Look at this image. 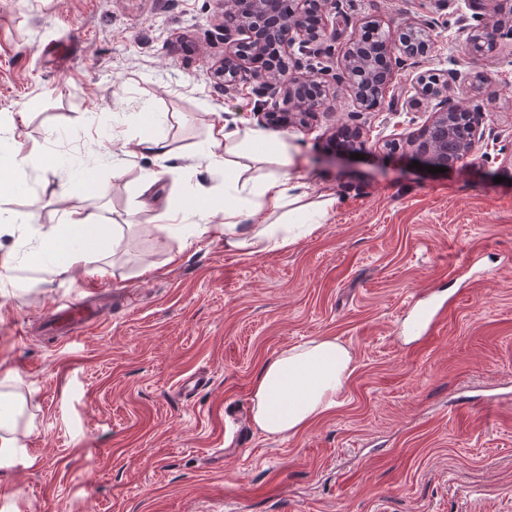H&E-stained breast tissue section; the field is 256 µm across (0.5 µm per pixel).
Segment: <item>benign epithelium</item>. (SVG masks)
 <instances>
[{"label":"benign epithelium","instance_id":"obj_1","mask_svg":"<svg viewBox=\"0 0 512 512\" xmlns=\"http://www.w3.org/2000/svg\"><path fill=\"white\" fill-rule=\"evenodd\" d=\"M465 6L472 10V14L460 15L458 23L466 35V47L470 51H482V37L487 34L512 38V28L504 30L490 22V17L484 13V0H465ZM330 14L348 21L341 0H302V7H291L283 16L267 13L263 24L250 19L233 27L219 24L224 32V43L233 49L238 59L268 60L265 40L275 34L281 50L288 54V64L280 69H269L264 65L249 71L241 64L231 70L221 63L211 68L212 78L220 85L246 77L254 79L258 81V96L263 98L257 116L279 126L306 124V117L312 113L307 90L313 84L322 90L326 85L304 72L301 56L316 53L320 44L336 37V32L329 31V24L324 22ZM406 29L420 32L423 43L410 41L399 47L397 54L392 52L388 43H383L382 51L388 54L389 63L382 70L380 89L388 88L402 69L416 73V81L412 85L414 96L429 100L431 118L418 134L406 141L404 148L432 167L451 169L472 157L486 138L482 104L472 96L477 79L470 72L451 69L444 80L445 90L430 91L425 87L419 68L430 52L432 22L414 19L406 23ZM335 81L358 93L352 58L347 50L341 56Z\"/></svg>","mask_w":512,"mask_h":512}]
</instances>
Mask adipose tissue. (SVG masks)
<instances>
[{"label":"adipose tissue","mask_w":512,"mask_h":512,"mask_svg":"<svg viewBox=\"0 0 512 512\" xmlns=\"http://www.w3.org/2000/svg\"><path fill=\"white\" fill-rule=\"evenodd\" d=\"M134 151L155 163L154 170L140 178L142 207L157 211L159 233L181 237L186 246L209 234L223 238L229 251L262 254L284 248L326 223L337 202L330 193L310 201L308 186L295 171L293 146L245 120L233 127L221 120L212 122L185 154L162 134L140 136ZM177 158L191 167L203 163L223 172L222 208L204 197L196 198L189 212L158 203L153 191L156 174L169 171L170 161ZM109 233V225L80 211L69 212L64 223L33 231L39 243L55 244L50 265L65 273L85 270L90 261L88 240L103 245ZM351 362L347 348L331 338L281 351L255 378L251 408L255 427L268 437L298 433L336 406L352 372ZM18 404L14 393L0 392V463L9 461L19 446Z\"/></svg>","instance_id":"ef3b65f1"}]
</instances>
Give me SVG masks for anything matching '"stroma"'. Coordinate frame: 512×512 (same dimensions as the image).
I'll use <instances>...</instances> for the list:
<instances>
[{
    "instance_id": "1",
    "label": "stroma",
    "mask_w": 512,
    "mask_h": 512,
    "mask_svg": "<svg viewBox=\"0 0 512 512\" xmlns=\"http://www.w3.org/2000/svg\"><path fill=\"white\" fill-rule=\"evenodd\" d=\"M349 17L306 70L332 79L361 22L391 33L434 21L427 64L471 69L496 92L485 157L432 174L378 137L415 134L429 108L407 103L410 73L359 112L338 87L311 128H271L298 166L338 202L325 224L285 249L225 250L160 238L138 206L148 160L125 141L163 133L191 150L207 124L259 101L252 81L224 92L210 68L228 52L217 0H0V138L9 117L29 159L0 164V243L19 257L26 291L0 296V379L35 426L0 466V512H512V41L468 53L446 0H343ZM359 120L362 159L330 135ZM54 157L58 198L43 187ZM96 182L111 183L104 198ZM224 198V175L203 167L162 176L156 193L189 208V190ZM72 210L123 225L78 277L43 272L32 228ZM105 273H98V266ZM98 285L101 320L77 341L44 332L58 303ZM444 309L441 328L409 333L402 315ZM332 337L353 371L335 409L297 434L270 439L250 417L254 378L282 350ZM206 380L184 398L179 380Z\"/></svg>"
}]
</instances>
